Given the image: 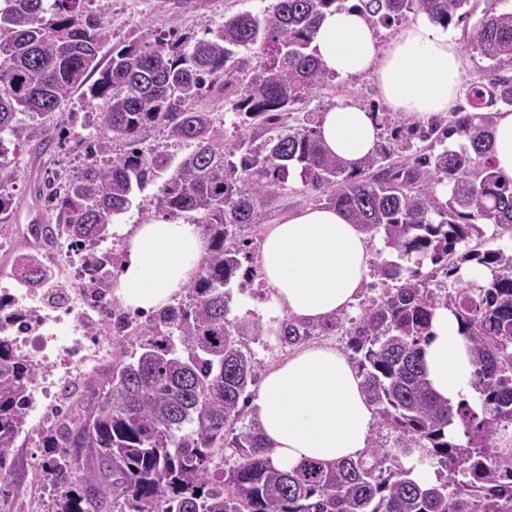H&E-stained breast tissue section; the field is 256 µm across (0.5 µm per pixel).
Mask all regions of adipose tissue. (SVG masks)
I'll list each match as a JSON object with an SVG mask.
<instances>
[{
  "instance_id": "ef3b65f1",
  "label": "adipose tissue",
  "mask_w": 512,
  "mask_h": 512,
  "mask_svg": "<svg viewBox=\"0 0 512 512\" xmlns=\"http://www.w3.org/2000/svg\"><path fill=\"white\" fill-rule=\"evenodd\" d=\"M311 49L325 71L340 79L373 80L387 108L429 123L451 112L466 62L456 40L419 15L380 43L357 9L330 8ZM318 137L330 155L357 169L380 143L377 113L339 103L321 112ZM491 160L512 181V112L498 113ZM126 246L112 295L126 310L150 314L169 305L196 272L202 236L195 224L164 217L124 227ZM374 261L368 233L328 206L309 207L272 225L261 247V269L275 315L321 321L348 310L370 281ZM424 360L433 389L451 405L476 403L468 342L453 312L435 310ZM250 413L267 455L290 470L316 460L358 459L371 441L374 408L357 369L336 345L300 348L263 376Z\"/></svg>"
}]
</instances>
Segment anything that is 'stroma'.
I'll use <instances>...</instances> for the list:
<instances>
[{
  "instance_id": "35a3bbf8",
  "label": "stroma",
  "mask_w": 512,
  "mask_h": 512,
  "mask_svg": "<svg viewBox=\"0 0 512 512\" xmlns=\"http://www.w3.org/2000/svg\"><path fill=\"white\" fill-rule=\"evenodd\" d=\"M273 3L274 0H190L189 5L182 6L177 0H88L86 8L105 21L110 30L111 45L121 47L134 41L151 42L172 30L200 38L209 27L223 22L226 16L248 12L261 17ZM503 7L502 0H470L468 15L449 26V33L456 37L466 59L465 82L482 80L487 65L486 59L474 48L480 18L487 9L500 10ZM340 101L372 107L379 112L385 109L373 82L365 77L332 80L316 94L307 109L320 113ZM15 141L19 164L12 177L11 239L0 244V287L11 282L10 272L15 256L34 250L28 235L30 225L46 223L51 218L50 202L35 195L36 183L49 170L59 177H68L84 159L83 148L76 146L75 142L46 150L25 128L17 134ZM321 203L316 194L303 192L298 175H291L286 189L273 194L261 210L258 227L245 226L237 234L238 239L248 242L244 265L253 271L254 276L244 285L236 279L229 284L232 295L230 315L260 320L268 329L267 334L247 340L258 374H265L292 353L291 348L282 346L270 333L278 320L271 314L274 301L258 274L260 245L272 224L290 213ZM43 428V423L27 421L11 450L15 460L12 488L17 499L28 504L30 512H51L57 494L53 486L37 489L31 483L32 468L40 460V433Z\"/></svg>"
}]
</instances>
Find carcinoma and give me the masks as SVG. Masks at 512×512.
I'll use <instances>...</instances> for the list:
<instances>
[{
    "instance_id": "carcinoma-1",
    "label": "carcinoma",
    "mask_w": 512,
    "mask_h": 512,
    "mask_svg": "<svg viewBox=\"0 0 512 512\" xmlns=\"http://www.w3.org/2000/svg\"><path fill=\"white\" fill-rule=\"evenodd\" d=\"M85 0H0V146L21 117L40 143H62L71 96L82 98L100 136L94 160L63 185L49 178L35 194L53 203L49 237L96 245L135 192L157 186L159 209L197 212L208 248L188 302L169 305L134 327L117 321L139 354L116 351L103 400L86 414L66 411L40 434L42 455L32 482L62 489L55 512H512V252L488 246L483 224L512 231V182L490 162L491 108H512V9L479 21L475 49L489 61L487 79L468 85L473 111L456 112L447 134L464 142L434 152L438 125L394 128L387 144L350 171L326 153L314 127L286 122L333 79L309 51L324 10L344 0H275L259 18L241 12L197 39L180 35L133 42L98 54L107 27L85 14ZM470 0H358L374 26L425 13L448 27ZM267 62L242 75L240 50ZM99 77L88 83L89 76ZM214 94L238 119V140L224 145V125L198 103ZM194 144L176 158L145 152L142 132ZM125 150L112 153V142ZM239 156V161L230 160ZM295 171L302 186L374 237L381 233L401 259L377 258L379 297L356 319L338 313L319 322L293 316L273 330L283 346L345 330L359 356L368 402L395 433L394 448L374 444L353 461H307L276 467L255 429L236 432L245 392L258 373L244 338L257 321L228 318L225 287L242 266L236 230L256 224L258 210ZM448 184V199L437 186ZM433 271L424 273V262ZM490 269L482 285L461 267ZM452 286L434 281L437 271ZM28 286L49 277L35 256L22 266ZM451 310L464 324L478 407L439 398L423 359L432 311ZM44 369L0 337V494L13 463L9 448L27 418L30 390ZM462 426L466 442L447 438ZM446 471L420 484L401 463L415 450Z\"/></svg>"
}]
</instances>
